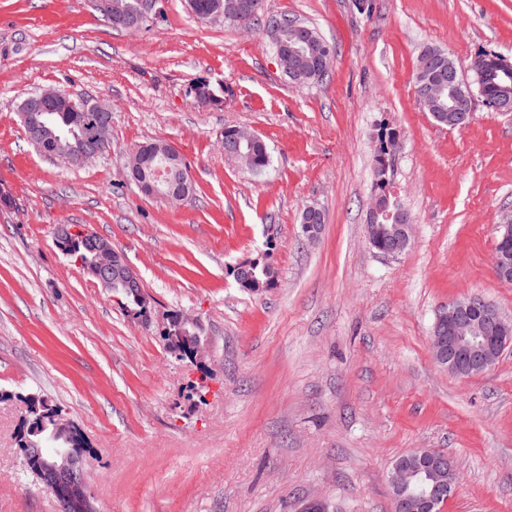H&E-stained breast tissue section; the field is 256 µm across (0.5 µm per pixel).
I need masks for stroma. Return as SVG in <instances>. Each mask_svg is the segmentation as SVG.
Masks as SVG:
<instances>
[{
    "instance_id": "stroma-1",
    "label": "stroma",
    "mask_w": 512,
    "mask_h": 512,
    "mask_svg": "<svg viewBox=\"0 0 512 512\" xmlns=\"http://www.w3.org/2000/svg\"><path fill=\"white\" fill-rule=\"evenodd\" d=\"M333 47L330 75L296 85L267 35L194 19L185 0L130 33L94 0H0V512H61L22 467L24 398L44 396L84 432L97 512H393L388 472L418 448L461 482L443 512H512V346L458 377L430 336L448 301L482 295L512 318L492 256L512 218V115L472 99L464 128L437 124L414 92L423 46L464 79L482 52L512 62V0H266ZM204 79L223 97L199 102ZM103 98L112 145L82 168L41 157L19 120L41 88ZM267 144L256 175L226 156L224 129ZM395 133L391 193L413 225L387 256L366 237L373 156ZM173 145L193 196L143 195L126 158ZM321 207L320 237L300 214ZM108 240L151 304L145 325L57 244L60 227ZM265 259L273 288L232 275ZM199 319L200 362L162 338L169 313ZM209 372L203 395L191 390Z\"/></svg>"
}]
</instances>
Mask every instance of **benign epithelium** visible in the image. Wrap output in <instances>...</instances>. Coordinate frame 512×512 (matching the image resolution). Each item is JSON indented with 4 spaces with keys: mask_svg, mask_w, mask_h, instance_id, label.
I'll use <instances>...</instances> for the list:
<instances>
[{
    "mask_svg": "<svg viewBox=\"0 0 512 512\" xmlns=\"http://www.w3.org/2000/svg\"><path fill=\"white\" fill-rule=\"evenodd\" d=\"M160 0H147L143 15L126 22L140 28L142 20L160 15ZM42 108L72 107L75 100L59 89H41L36 95ZM96 116L89 143L71 144L67 152L70 165L81 168L98 157L111 144L112 110L100 99H95ZM262 139L252 132L235 128L226 140L229 152L238 153L242 144L252 147ZM160 158V164L147 163L148 156ZM181 155L170 145L158 149L151 144L137 146L131 153L128 169L131 180L146 196H161L168 200L183 201L189 193V184L182 177L173 175L179 169ZM369 237L384 238L388 248L384 254L395 256L410 245L413 224L402 216L399 223L386 228L382 224L368 225ZM494 265L499 280L512 281L509 271V254L494 252ZM512 344V319L489 308L479 294L448 302L435 316L431 336V353L437 364L448 372L461 376L468 370L484 373L495 364L501 352ZM28 463L44 488L62 500L67 512H91L90 497L84 483V458L69 452L62 462H46L36 451L28 454ZM459 477L452 461L443 453L430 448H417L396 460L390 468L388 484L394 512H439L441 503L457 489Z\"/></svg>",
    "mask_w": 512,
    "mask_h": 512,
    "instance_id": "7a95c632",
    "label": "benign epithelium"
}]
</instances>
